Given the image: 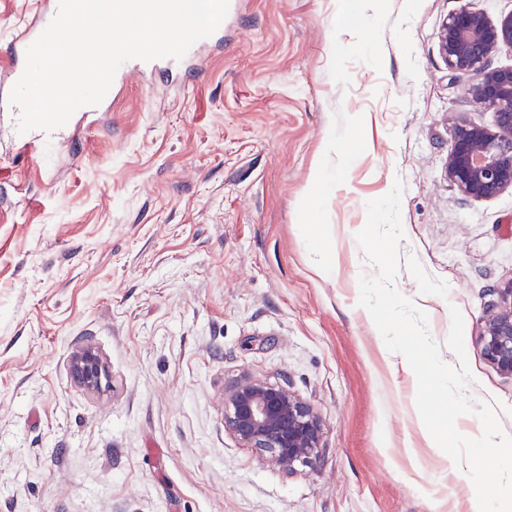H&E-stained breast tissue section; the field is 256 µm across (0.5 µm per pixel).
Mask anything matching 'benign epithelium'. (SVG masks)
I'll return each instance as SVG.
<instances>
[{
    "label": "benign epithelium",
    "instance_id": "7a95c632",
    "mask_svg": "<svg viewBox=\"0 0 512 512\" xmlns=\"http://www.w3.org/2000/svg\"><path fill=\"white\" fill-rule=\"evenodd\" d=\"M512 46V11L498 21L463 5L444 22L440 50L453 80H467L471 102L495 113L496 130L463 124L448 146V181L469 199H488L512 188V66H496L498 48ZM486 316L483 351L501 372L512 375V284ZM70 375L99 390L107 368L90 344L75 348ZM224 427L243 446L284 470L317 467L321 424L313 408L284 385L245 376L224 391Z\"/></svg>",
    "mask_w": 512,
    "mask_h": 512
}]
</instances>
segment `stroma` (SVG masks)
I'll list each match as a JSON object with an SVG mask.
<instances>
[{
    "label": "stroma",
    "instance_id": "1",
    "mask_svg": "<svg viewBox=\"0 0 512 512\" xmlns=\"http://www.w3.org/2000/svg\"><path fill=\"white\" fill-rule=\"evenodd\" d=\"M512 0H238L196 72L133 76L40 159L0 150V512H470L467 467L415 421L417 381L359 306L356 235L401 184L397 289L447 364L465 320L476 403L512 436V376L483 353L512 283V188L464 199L443 22ZM50 0H0V72ZM323 183L313 186L314 170ZM326 253L334 273L313 264ZM93 344L110 381L69 373ZM289 384L321 463L261 460L224 428L243 376Z\"/></svg>",
    "mask_w": 512,
    "mask_h": 512
}]
</instances>
